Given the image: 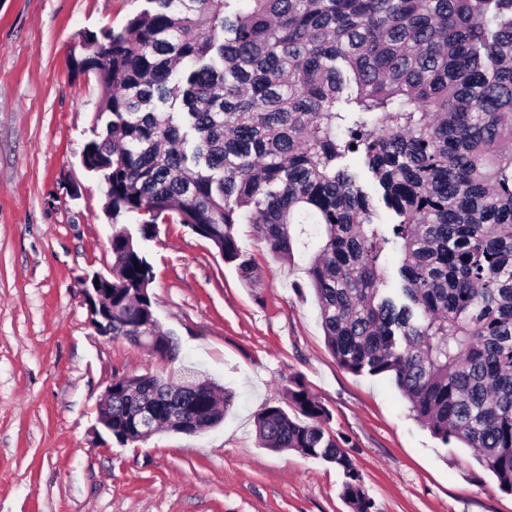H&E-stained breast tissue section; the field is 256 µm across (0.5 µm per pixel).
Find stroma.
<instances>
[{
	"instance_id": "stroma-1",
	"label": "stroma",
	"mask_w": 512,
	"mask_h": 512,
	"mask_svg": "<svg viewBox=\"0 0 512 512\" xmlns=\"http://www.w3.org/2000/svg\"><path fill=\"white\" fill-rule=\"evenodd\" d=\"M146 0H0V512H352L335 465L258 446L255 416L301 377L330 410L377 512H512L472 449L442 445L388 377L329 351L306 257L282 262L250 225L241 278L188 227L143 248L178 366L233 396L216 427L121 445L97 420L113 376L155 372L145 347L90 324L83 280L108 273L106 187L82 156L100 86L82 36L121 29Z\"/></svg>"
}]
</instances>
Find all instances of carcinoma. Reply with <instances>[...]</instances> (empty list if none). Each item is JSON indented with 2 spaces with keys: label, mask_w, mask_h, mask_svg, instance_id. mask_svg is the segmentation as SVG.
<instances>
[{
  "label": "carcinoma",
  "mask_w": 512,
  "mask_h": 512,
  "mask_svg": "<svg viewBox=\"0 0 512 512\" xmlns=\"http://www.w3.org/2000/svg\"><path fill=\"white\" fill-rule=\"evenodd\" d=\"M83 41L110 115L83 155L112 233V335L148 331L161 369L112 378V437L180 403L184 431L230 407L174 363L141 242L168 216L242 277L236 226L304 268L340 366L390 377L443 444L512 493V0H147ZM363 157L366 172L344 160ZM395 222L377 224L378 210ZM398 266L383 263L387 245ZM303 380L257 415L259 446L336 465L353 512L375 502Z\"/></svg>",
  "instance_id": "1"
}]
</instances>
